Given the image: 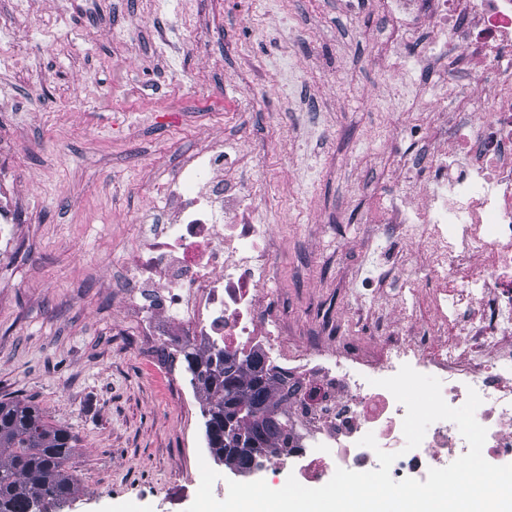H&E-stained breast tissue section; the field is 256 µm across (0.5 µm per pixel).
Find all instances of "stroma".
Wrapping results in <instances>:
<instances>
[{
    "label": "stroma",
    "instance_id": "obj_1",
    "mask_svg": "<svg viewBox=\"0 0 512 512\" xmlns=\"http://www.w3.org/2000/svg\"><path fill=\"white\" fill-rule=\"evenodd\" d=\"M26 34L0 27V113L20 126L9 157L37 221L32 246L0 253V400L38 405L76 437L77 490L62 512H186L211 457L184 365L123 312L117 259L152 207L151 185L210 143L233 142L266 223L287 228L274 294L288 336L318 318L344 336L371 269L370 189L404 178L369 139L412 153V116L391 112L377 44L385 19L363 0H0ZM145 33L118 47L113 30ZM290 76L306 108L280 95ZM145 95L112 101L117 78Z\"/></svg>",
    "mask_w": 512,
    "mask_h": 512
}]
</instances>
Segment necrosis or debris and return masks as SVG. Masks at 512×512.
<instances>
[{"label": "necrosis or debris", "instance_id": "1", "mask_svg": "<svg viewBox=\"0 0 512 512\" xmlns=\"http://www.w3.org/2000/svg\"><path fill=\"white\" fill-rule=\"evenodd\" d=\"M388 19L383 52L404 57L426 75L387 84L389 97L425 103L434 119L427 136L456 137L452 153L396 154L406 181L380 206L366 243L373 257L371 282L386 291L414 279L423 295H397L394 308L357 295L353 319L374 333L358 338L350 365L319 361L342 336L289 345L288 319L272 300L279 246L263 223L244 179L227 174L229 154L212 145L181 161L154 183L174 221L141 224L122 258L124 307L165 342L190 339L205 350L242 358L263 351L272 367L304 388L289 421L290 445L307 460L300 484L325 485L336 469H377V450L396 453L394 480H426L469 447L452 422L432 423L420 446L406 450V410L382 378L402 365L441 382L446 403L462 406L469 391L482 403L475 412L486 428V460L512 464V0H366ZM425 31L424 47L406 57L403 40ZM478 62L475 83L483 97L456 79ZM456 91H449V83ZM424 196L408 208L413 194ZM23 199L0 169V245L19 235ZM481 253V267L471 263ZM373 434L377 446L361 445Z\"/></svg>", "mask_w": 512, "mask_h": 512}]
</instances>
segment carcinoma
I'll return each mask as SVG.
<instances>
[{"label": "carcinoma", "instance_id": "obj_1", "mask_svg": "<svg viewBox=\"0 0 512 512\" xmlns=\"http://www.w3.org/2000/svg\"><path fill=\"white\" fill-rule=\"evenodd\" d=\"M183 356L190 383L204 397L202 413L208 448L218 453L253 442L262 455L288 447V413L283 405L301 391L275 373L265 355L252 353L240 361L222 351L203 352L178 340L172 343ZM252 412L277 414L278 423L264 432H224V402ZM75 438L68 428L57 425L34 405L0 401V512H30L36 496L59 504L68 502L76 490V476L70 469Z\"/></svg>", "mask_w": 512, "mask_h": 512}]
</instances>
